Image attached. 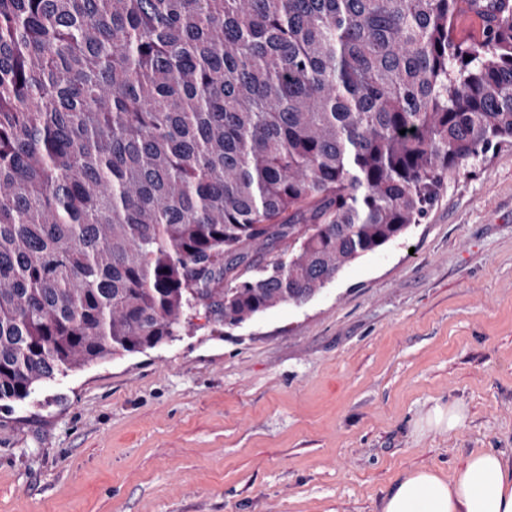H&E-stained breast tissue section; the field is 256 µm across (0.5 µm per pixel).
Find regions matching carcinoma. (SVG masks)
<instances>
[{"label": "carcinoma", "instance_id": "carcinoma-1", "mask_svg": "<svg viewBox=\"0 0 512 512\" xmlns=\"http://www.w3.org/2000/svg\"><path fill=\"white\" fill-rule=\"evenodd\" d=\"M507 140L512 0H0V402L314 296Z\"/></svg>", "mask_w": 512, "mask_h": 512}]
</instances>
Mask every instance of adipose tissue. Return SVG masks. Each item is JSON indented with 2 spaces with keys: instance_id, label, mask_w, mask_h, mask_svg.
Segmentation results:
<instances>
[{
  "instance_id": "ef3b65f1",
  "label": "adipose tissue",
  "mask_w": 512,
  "mask_h": 512,
  "mask_svg": "<svg viewBox=\"0 0 512 512\" xmlns=\"http://www.w3.org/2000/svg\"><path fill=\"white\" fill-rule=\"evenodd\" d=\"M378 512H512V456L476 451L453 473L409 471Z\"/></svg>"
}]
</instances>
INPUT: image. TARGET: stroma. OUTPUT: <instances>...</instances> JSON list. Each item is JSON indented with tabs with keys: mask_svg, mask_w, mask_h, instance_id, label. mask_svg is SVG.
Listing matches in <instances>:
<instances>
[{
	"mask_svg": "<svg viewBox=\"0 0 512 512\" xmlns=\"http://www.w3.org/2000/svg\"><path fill=\"white\" fill-rule=\"evenodd\" d=\"M465 423L426 429L435 406ZM512 451V143L300 304L56 376L0 410V512H378Z\"/></svg>",
	"mask_w": 512,
	"mask_h": 512,
	"instance_id": "35a3bbf8",
	"label": "stroma"
}]
</instances>
